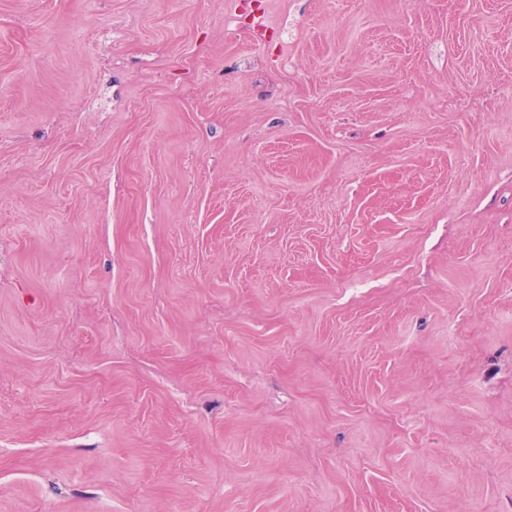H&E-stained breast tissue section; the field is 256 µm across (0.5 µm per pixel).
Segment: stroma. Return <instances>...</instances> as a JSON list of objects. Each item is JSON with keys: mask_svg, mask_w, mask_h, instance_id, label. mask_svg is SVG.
Returning a JSON list of instances; mask_svg holds the SVG:
<instances>
[{"mask_svg": "<svg viewBox=\"0 0 512 512\" xmlns=\"http://www.w3.org/2000/svg\"><path fill=\"white\" fill-rule=\"evenodd\" d=\"M0 512H512V0H0Z\"/></svg>", "mask_w": 512, "mask_h": 512, "instance_id": "stroma-1", "label": "stroma"}]
</instances>
